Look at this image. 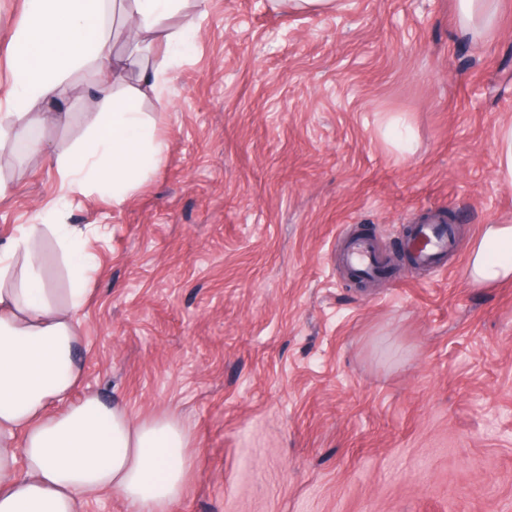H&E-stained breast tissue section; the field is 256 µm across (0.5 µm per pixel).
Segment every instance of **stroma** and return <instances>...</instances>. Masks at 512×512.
<instances>
[{
  "label": "stroma",
  "mask_w": 512,
  "mask_h": 512,
  "mask_svg": "<svg viewBox=\"0 0 512 512\" xmlns=\"http://www.w3.org/2000/svg\"><path fill=\"white\" fill-rule=\"evenodd\" d=\"M178 55L137 95L167 150L113 206L103 179L59 204L57 158L103 110L95 69L65 75L45 153L0 155V243L24 224H108L77 354L84 386L175 412L195 467L172 512H512V281L476 286L484 225L512 224L495 131L512 122V0L483 48L458 0H187ZM24 0H0V115ZM452 213L442 271L358 282L352 238L390 256Z\"/></svg>",
  "instance_id": "obj_1"
}]
</instances>
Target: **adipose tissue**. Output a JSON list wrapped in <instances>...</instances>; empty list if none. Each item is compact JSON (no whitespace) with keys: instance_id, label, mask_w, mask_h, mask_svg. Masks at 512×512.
I'll list each match as a JSON object with an SVG mask.
<instances>
[{"instance_id":"obj_1","label":"adipose tissue","mask_w":512,"mask_h":512,"mask_svg":"<svg viewBox=\"0 0 512 512\" xmlns=\"http://www.w3.org/2000/svg\"><path fill=\"white\" fill-rule=\"evenodd\" d=\"M181 2L119 0V8L135 25V41L171 47L189 31L172 23ZM496 3L459 0L462 31L486 37ZM105 8V0H27L26 21L14 39L17 82L7 117L18 138L36 123H64L58 112L31 115L30 103L63 96L66 72L97 64L106 112L62 163L69 204L104 166L112 171V203L122 205L167 148L135 99L115 93L104 74L111 61L99 23ZM50 230L70 269L66 305L54 301L34 262L19 284L7 287L14 256L32 250L28 230H19L0 251V512H85L90 500L106 493L120 496L134 512H171L194 465L192 436L177 414L137 417L122 404L78 394L80 318L97 268L84 247L85 228L54 224ZM467 276L476 285L512 280V224L486 225Z\"/></svg>"}]
</instances>
